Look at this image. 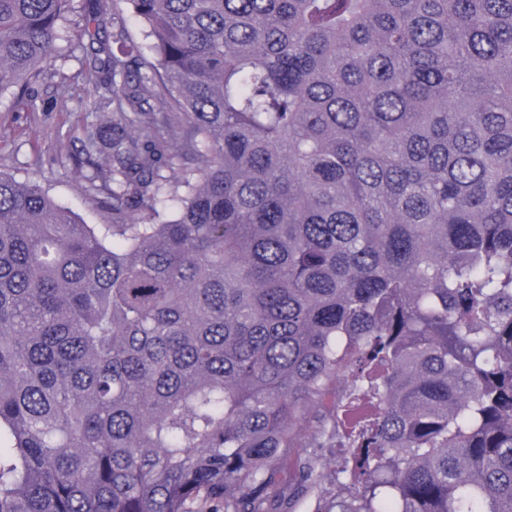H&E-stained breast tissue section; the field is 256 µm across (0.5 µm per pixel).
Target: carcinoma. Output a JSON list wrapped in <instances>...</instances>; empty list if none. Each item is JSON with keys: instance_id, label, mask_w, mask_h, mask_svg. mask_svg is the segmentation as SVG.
Segmentation results:
<instances>
[{"instance_id": "cac0c4a2", "label": "carcinoma", "mask_w": 512, "mask_h": 512, "mask_svg": "<svg viewBox=\"0 0 512 512\" xmlns=\"http://www.w3.org/2000/svg\"><path fill=\"white\" fill-rule=\"evenodd\" d=\"M72 2L0 0V98L64 40L112 113V223L0 172V512H281L326 440L318 512H512V0ZM343 455L337 448H320L316 461L315 475H320L322 483L329 490H336V472L341 468Z\"/></svg>"}]
</instances>
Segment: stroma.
Here are the masks:
<instances>
[{
    "mask_svg": "<svg viewBox=\"0 0 512 512\" xmlns=\"http://www.w3.org/2000/svg\"><path fill=\"white\" fill-rule=\"evenodd\" d=\"M80 69L77 59L51 58L33 81L35 112H16L11 99L0 100V171L17 180L38 182L57 203L71 207L86 223L108 224L111 211L89 198L75 166L78 121L85 105L69 97L60 84L72 81Z\"/></svg>",
    "mask_w": 512,
    "mask_h": 512,
    "instance_id": "1",
    "label": "stroma"
}]
</instances>
